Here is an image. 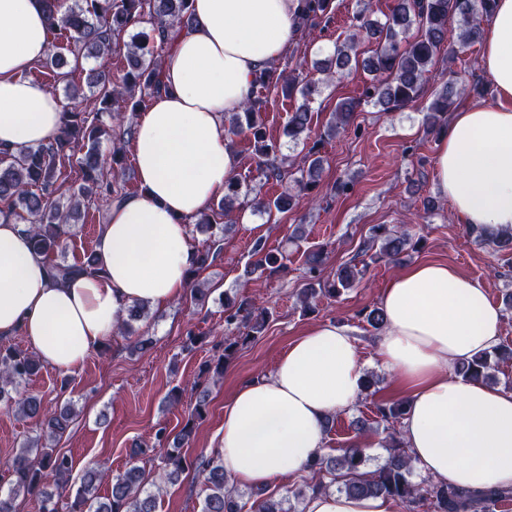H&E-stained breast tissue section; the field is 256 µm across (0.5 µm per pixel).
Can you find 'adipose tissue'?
Returning a JSON list of instances; mask_svg holds the SVG:
<instances>
[{
  "label": "adipose tissue",
  "instance_id": "obj_1",
  "mask_svg": "<svg viewBox=\"0 0 512 512\" xmlns=\"http://www.w3.org/2000/svg\"><path fill=\"white\" fill-rule=\"evenodd\" d=\"M304 0H193L195 23L163 62L166 92L138 114L132 138L140 190L113 204L94 244L98 273L54 283L25 225L0 215V340L24 337L40 361L78 371L127 308L179 300L196 265L189 222L222 197L238 158L225 117L255 93L260 70L295 41ZM45 0H0V151L48 143L62 103L26 72L49 51ZM479 67L494 105L461 106L437 142L439 192L466 223L512 231V0H494ZM377 359L408 394L401 439L417 471L483 491L512 484V390L454 377L495 347L500 309L444 263L395 276L381 296ZM363 363L349 330L324 323L294 341L272 373L242 381L224 412L225 473L256 489L302 471L325 445L328 416L361 396ZM385 497L333 493L305 512H397Z\"/></svg>",
  "mask_w": 512,
  "mask_h": 512
}]
</instances>
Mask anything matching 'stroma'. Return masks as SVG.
<instances>
[{
    "label": "stroma",
    "instance_id": "obj_1",
    "mask_svg": "<svg viewBox=\"0 0 512 512\" xmlns=\"http://www.w3.org/2000/svg\"><path fill=\"white\" fill-rule=\"evenodd\" d=\"M392 4L393 0H332L328 17L303 25L288 54L278 62V69L318 79L316 63L330 56L336 43L352 33L360 10L381 21ZM481 48V42L476 41L459 48L453 57L440 50L421 96L400 112H381L366 101L365 89L371 77L361 65H352L343 76L322 84L311 102L314 133L322 135L338 102L353 100L358 107L344 131L334 138H323L320 144L323 171L314 190L317 205L301 204L270 216L243 207L238 222L224 234L220 256L198 275L213 289L205 307H196L185 296L168 307L153 309L150 319L135 322L137 332L153 337L150 350L131 351L130 337L117 333L107 338V351H95L72 374L42 366L26 384V391L42 397L47 408L68 402L74 408L58 450L71 455L77 466L94 463L119 472L128 464L130 448L137 443L152 444L158 427L178 432L184 409L167 407L164 398L173 386H190L211 345L223 340L221 296L225 293H255L273 317L264 335L239 351L223 379L211 385L208 416L187 446L191 457L209 454L218 447L224 408L238 384L270 373L293 340L323 323L349 328L360 346L365 371L380 378L352 409L336 413L334 425L325 435V454L340 455L342 448L358 438V424L374 426L377 405L403 398L404 392L378 365V333L359 313L379 306L390 280L412 265L444 262L479 282L492 303L504 308L501 343L512 346V310L504 307L506 296L512 293V249L481 245L467 237L463 220L437 189V138L425 134L422 125L429 102L446 82L454 86V105L495 104L496 94L480 72ZM233 149L239 159L237 176L243 184L267 197L292 190L290 181L264 179L243 138H236ZM340 183L345 186L341 192L336 189ZM108 211V204L99 200L85 204L82 219L71 227L66 240L67 262L93 251L98 228ZM377 224L406 225L413 236L422 239V249L398 263L371 264L357 287L337 298H318L314 312L302 313L296 292L304 284L305 252L325 247L324 273L332 275L339 265L356 258L360 243ZM259 239L268 249L287 254V274H247L252 246ZM191 330L204 335L206 343L186 353L182 343ZM34 430L32 421L19 419L0 407V495H6L9 488L6 461Z\"/></svg>",
    "mask_w": 512,
    "mask_h": 512
}]
</instances>
